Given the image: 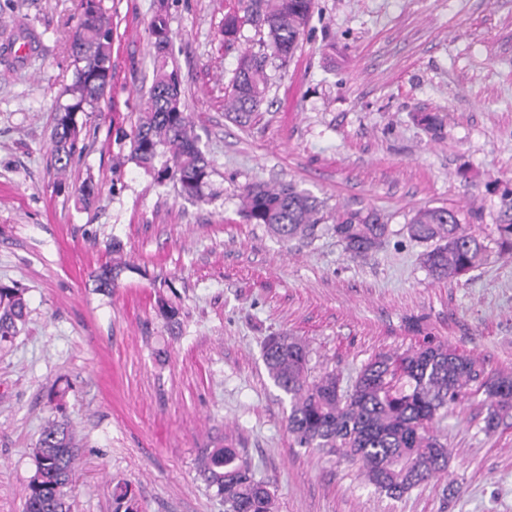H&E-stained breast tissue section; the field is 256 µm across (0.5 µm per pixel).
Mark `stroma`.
Returning a JSON list of instances; mask_svg holds the SVG:
<instances>
[{
  "label": "stroma",
  "mask_w": 512,
  "mask_h": 512,
  "mask_svg": "<svg viewBox=\"0 0 512 512\" xmlns=\"http://www.w3.org/2000/svg\"><path fill=\"white\" fill-rule=\"evenodd\" d=\"M80 0H0V38L34 27L42 54L0 65V282L26 290L27 324L0 346V512H23L33 448L66 393L78 460L73 512H224L199 475L228 445L268 482L277 512H512V414L485 430L483 394L436 425L448 468L395 500L358 463L298 447L290 401L270 379L267 337L310 349L312 375L351 384L382 352L426 340L512 373V258L432 279L406 225L447 205L488 235L512 197V0H315L309 28L249 126L224 107L239 57L263 29L238 0H101L112 18V87L89 113L65 180L47 168L50 127L77 64L63 39ZM170 17L172 58L212 173L203 200L160 187L129 135L151 83L149 23ZM440 118L438 132L420 117ZM96 191L83 207L78 188ZM286 181L388 220L382 245L350 258L336 236L278 242L241 214L243 188ZM121 243L112 292L96 277Z\"/></svg>",
  "instance_id": "obj_1"
}]
</instances>
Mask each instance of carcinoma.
<instances>
[{
  "label": "carcinoma",
  "mask_w": 512,
  "mask_h": 512,
  "mask_svg": "<svg viewBox=\"0 0 512 512\" xmlns=\"http://www.w3.org/2000/svg\"><path fill=\"white\" fill-rule=\"evenodd\" d=\"M315 0H240L244 18L267 31L259 51L243 54L229 90L226 111L247 125L260 111L268 89L267 66L275 58L285 66L312 17ZM82 17L65 41L80 63L68 88L72 102L59 108L50 132L49 166L65 173L81 145L83 124L73 110L95 109L112 80V23L99 0H81ZM155 49L146 108L131 134V155L144 167L163 155L156 183L171 181L180 196L200 201L211 163L199 146L185 93L176 70L168 69L171 48L169 17L159 11L149 24ZM242 212L251 224H262L284 244L309 242L325 223L324 204L295 184L254 182L242 191ZM332 231L345 253L363 258L388 232L384 218L366 207L336 210ZM411 239L425 243L423 264L437 281L454 280L483 266L490 247L448 206L418 209L407 224ZM498 254L512 256V200L495 225ZM122 265L109 264L97 275L98 288L110 291ZM28 316L25 291L0 283V345L19 336ZM264 362L275 386L290 399L288 431L301 448H330L360 464L378 490L401 497L428 483L448 467V444L429 425L475 388H483L484 428H496L512 411V374L485 376L480 361L445 345L425 342L402 353H380L362 366L350 386L334 372L308 374L309 350L291 336H273L263 347ZM66 391L53 398L57 413L43 427L34 448L36 469L29 480L24 512H72L70 486L77 454L75 434L66 413ZM199 473L224 500V512H273L267 482L256 478L235 448L205 449Z\"/></svg>",
  "instance_id": "carcinoma-1"
}]
</instances>
